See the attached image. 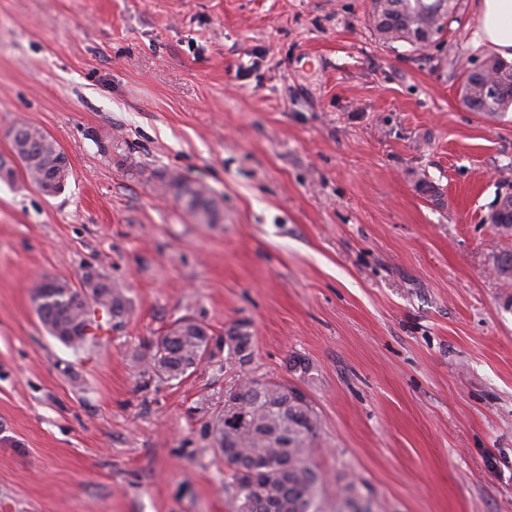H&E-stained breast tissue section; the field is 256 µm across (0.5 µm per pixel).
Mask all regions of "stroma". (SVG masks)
I'll list each match as a JSON object with an SVG mask.
<instances>
[{
    "instance_id": "obj_1",
    "label": "stroma",
    "mask_w": 512,
    "mask_h": 512,
    "mask_svg": "<svg viewBox=\"0 0 512 512\" xmlns=\"http://www.w3.org/2000/svg\"><path fill=\"white\" fill-rule=\"evenodd\" d=\"M369 5L0 0V157L24 122L69 161L53 196L0 180V512H235L208 425L238 364L138 361L183 317L248 324L251 374L311 401V512H512V231L483 221L512 110L461 100L492 53L477 0L423 49L379 42ZM88 267L128 311L75 350L32 287ZM161 191L164 194L171 192L175 198L183 200L187 209L196 216H201L206 223L213 222L216 206L205 188H194L180 174H169L161 186Z\"/></svg>"
}]
</instances>
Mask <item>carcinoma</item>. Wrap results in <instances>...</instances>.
Here are the masks:
<instances>
[{"label":"carcinoma","mask_w":512,"mask_h":512,"mask_svg":"<svg viewBox=\"0 0 512 512\" xmlns=\"http://www.w3.org/2000/svg\"><path fill=\"white\" fill-rule=\"evenodd\" d=\"M455 0H371L368 23L379 42H404L414 48L437 46L447 31ZM481 69H463V95L469 109L498 114L512 108V63L498 57L480 62ZM12 154L28 178L44 193L54 195L65 186L68 166L55 141L43 131L17 125L10 131ZM184 201L187 209L211 223L214 201L203 187L194 188L179 174L161 186ZM486 218L512 230V204L493 206ZM86 297L59 279L43 278L32 289L36 313L46 331L63 344L78 348L84 340L71 335L82 325L93 326L95 308L111 318L128 312L123 292L104 275ZM209 327L190 317L175 321L146 347L139 362L160 380H178L210 352ZM227 358L244 366L251 361V336L239 323L224 336ZM214 441L231 467L237 512H309L319 476L310 461L316 446L318 418L299 389L243 374L224 390V410L209 425Z\"/></svg>","instance_id":"carcinoma-1"}]
</instances>
